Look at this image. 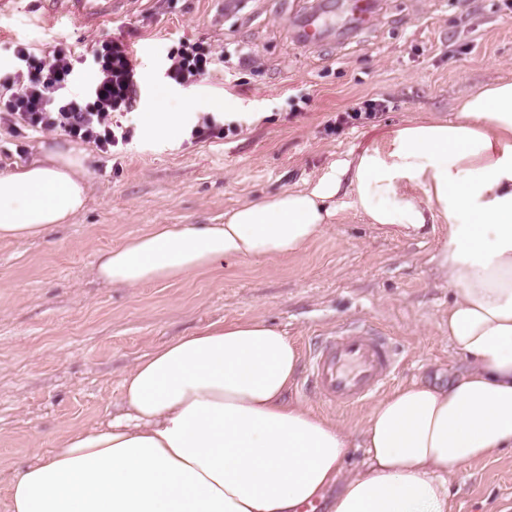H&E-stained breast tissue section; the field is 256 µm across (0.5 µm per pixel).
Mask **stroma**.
Masks as SVG:
<instances>
[{
	"mask_svg": "<svg viewBox=\"0 0 512 512\" xmlns=\"http://www.w3.org/2000/svg\"><path fill=\"white\" fill-rule=\"evenodd\" d=\"M115 0L92 28L51 25L42 0H16L0 28V69L16 44L63 42L83 53L130 41L140 64L137 111L165 82L166 55L181 42L213 55L197 85H170L171 109L243 119L225 137L179 147L133 139L126 152L87 144L88 201L69 223L23 244L0 242V512L3 488L75 427L107 422L120 381L156 347L207 323L263 319L306 350L312 336L350 322L374 324L402 351L394 387L448 377L465 361L448 343L453 294L439 267L445 235L390 236L349 215L300 255L226 262L181 282L135 290L93 276L99 251L154 224H220L224 214L314 179L390 127L448 119L468 89L512 77V0H382L377 21L350 42L298 44L293 15L319 0ZM374 99L383 112L354 127L338 113ZM51 132L0 130V171L42 158ZM454 512H512V452L460 468Z\"/></svg>",
	"mask_w": 512,
	"mask_h": 512,
	"instance_id": "obj_1",
	"label": "stroma"
}]
</instances>
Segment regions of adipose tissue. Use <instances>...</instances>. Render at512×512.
Masks as SVG:
<instances>
[{
    "label": "adipose tissue",
    "instance_id": "1",
    "mask_svg": "<svg viewBox=\"0 0 512 512\" xmlns=\"http://www.w3.org/2000/svg\"><path fill=\"white\" fill-rule=\"evenodd\" d=\"M157 88L141 138L176 144L199 121ZM84 149L51 145L0 172V241L69 222L87 201ZM385 233L446 234L448 341L467 362L374 406L364 472L352 434L289 400L298 346L260 319L216 322L140 358L121 379L124 411L68 431L7 483L10 512H304L332 484V512H453L460 467L512 451V79L472 88L451 119L408 122L312 182L225 212L220 224H156L100 251L98 280L139 288L226 261L299 255L345 212Z\"/></svg>",
    "mask_w": 512,
    "mask_h": 512
}]
</instances>
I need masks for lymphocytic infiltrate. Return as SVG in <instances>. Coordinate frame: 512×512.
I'll list each match as a JSON object with an SVG mask.
<instances>
[{
  "instance_id": "obj_1",
  "label": "lymphocytic infiltrate",
  "mask_w": 512,
  "mask_h": 512,
  "mask_svg": "<svg viewBox=\"0 0 512 512\" xmlns=\"http://www.w3.org/2000/svg\"><path fill=\"white\" fill-rule=\"evenodd\" d=\"M14 56L16 66L0 74V127L15 135L26 129L56 131L106 154L131 143L134 129L121 119L137 105L139 62L127 44L112 40L96 45L91 58L96 78L80 95L70 92L84 61L75 48L20 43ZM167 59V78L188 86L207 75L212 52L197 42L183 43Z\"/></svg>"
}]
</instances>
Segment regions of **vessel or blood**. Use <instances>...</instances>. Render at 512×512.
<instances>
[{"label": "vessel or blood", "mask_w": 512, "mask_h": 512, "mask_svg": "<svg viewBox=\"0 0 512 512\" xmlns=\"http://www.w3.org/2000/svg\"><path fill=\"white\" fill-rule=\"evenodd\" d=\"M45 18L76 26L112 16V0H45ZM379 12L378 0H324L299 12L294 37L311 46L326 40L354 39ZM400 366L388 337L359 328L339 327L320 337L308 356L307 382L319 400L349 409L381 397Z\"/></svg>", "instance_id": "1"}]
</instances>
